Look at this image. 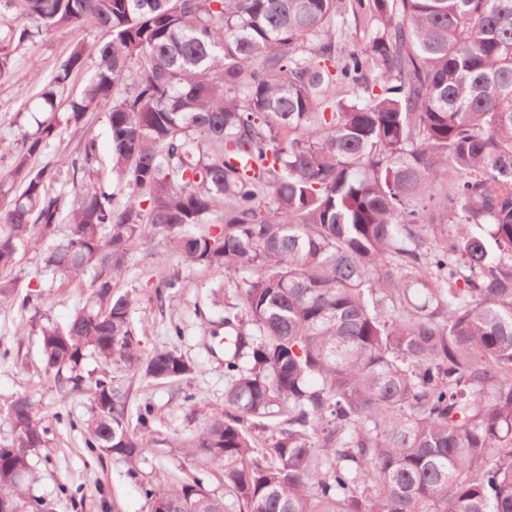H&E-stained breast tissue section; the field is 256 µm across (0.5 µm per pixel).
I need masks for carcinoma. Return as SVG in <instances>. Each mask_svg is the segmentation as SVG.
I'll return each mask as SVG.
<instances>
[{
  "label": "carcinoma",
  "mask_w": 512,
  "mask_h": 512,
  "mask_svg": "<svg viewBox=\"0 0 512 512\" xmlns=\"http://www.w3.org/2000/svg\"><path fill=\"white\" fill-rule=\"evenodd\" d=\"M8 2L34 25L0 23V79L51 30L112 34L33 73L45 118L0 140V270L66 223L44 268L93 271L85 304L39 334L60 390L89 396L90 452L135 472L150 445L111 365L193 372L174 349L140 355L116 287L129 255L152 243L235 279L224 414L194 439L229 499L195 476L145 490L148 512H512V0ZM343 13L374 22L360 51L340 46ZM90 112L112 187L90 183L92 138L39 162ZM434 224L453 229L431 248ZM17 283L0 279L1 308L45 303ZM181 287L152 284L160 301ZM7 415L0 505L32 512L51 427L26 394Z\"/></svg>",
  "instance_id": "1"
}]
</instances>
